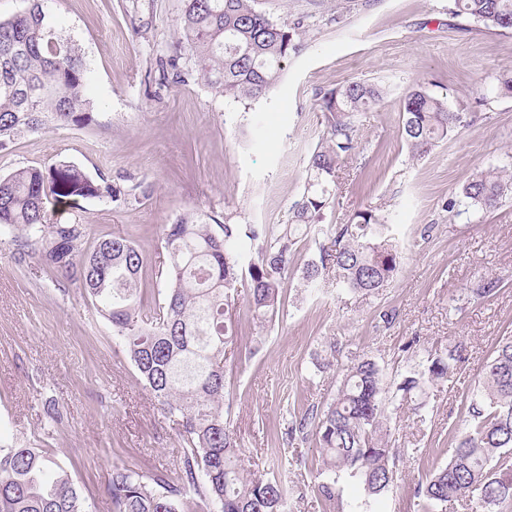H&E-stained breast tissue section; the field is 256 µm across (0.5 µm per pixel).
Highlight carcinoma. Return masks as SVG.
I'll return each mask as SVG.
<instances>
[{
	"label": "carcinoma",
	"mask_w": 512,
	"mask_h": 512,
	"mask_svg": "<svg viewBox=\"0 0 512 512\" xmlns=\"http://www.w3.org/2000/svg\"><path fill=\"white\" fill-rule=\"evenodd\" d=\"M254 0H184L182 46L198 80L232 99L257 100L279 81L283 63L298 50V27L279 24L253 6ZM455 15L488 29H512V0H454ZM44 0L0 20V148L49 123L92 120L89 71L68 38L45 22ZM163 79L184 81L178 59L160 64ZM383 89L361 81L326 93V129L315 146L298 200L282 232L270 237L263 224H204L183 217L166 224L163 241L170 259L164 303L144 313L137 299L141 252L124 236H103L88 250L82 224H50L49 197H67L66 186L94 197L113 194L65 162L45 174L22 168L0 177V231L17 233L19 246L40 245L45 266L79 280L112 323L145 386L160 409L180 417L183 448L178 484L159 475L115 465L108 482L113 512H181L187 490L219 506L218 512H290L288 493L275 480L241 473V444L224 416L226 316L235 308L238 283L247 280L249 309L261 322L279 311L297 235L329 241L309 261L302 279L318 286L327 267L339 270V286L376 293L400 262L393 225L366 205L343 224L322 223L336 169L355 150L356 117L379 106ZM401 136L411 156L429 155L463 123L462 113L418 86L400 104ZM512 195V174L480 170L463 184L466 210L487 213ZM465 348L429 351L396 385L401 399L453 377ZM385 381L379 364L364 358L348 368L336 397L324 409L307 408L288 426L287 441L314 437L321 474H346L384 512L383 499L395 481L384 432ZM467 430L448 464L415 489L423 512H443L464 500L471 512H506L512 507V336L499 340L480 389L467 408ZM0 512H83L67 471L37 448H0Z\"/></svg>",
	"instance_id": "cac0c4a2"
}]
</instances>
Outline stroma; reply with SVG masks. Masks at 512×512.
Segmentation results:
<instances>
[{
	"mask_svg": "<svg viewBox=\"0 0 512 512\" xmlns=\"http://www.w3.org/2000/svg\"><path fill=\"white\" fill-rule=\"evenodd\" d=\"M254 6L299 24L300 47L266 97L234 101L191 77L159 85V60L177 57L182 0H48V25L74 41L92 73L93 120L21 134L0 148V175L66 161L117 187L108 198L51 200L48 220L85 225L86 249L106 235L131 241L145 257L139 290L152 308L166 294L163 225L229 214L277 233L325 130L323 95L353 81L380 85L385 104L360 115L324 221L376 207L396 226L400 263L375 296L337 288L333 267L312 289L301 270L319 244L299 237L276 321L253 322L247 289H238L224 408L251 473L290 488L294 512H357L364 495L353 484L338 482L331 501L314 493L316 443L284 444L291 414L326 406L351 362L374 359L398 382L425 350L462 343L457 375L428 389L423 408L386 410L397 479L385 509L420 512L417 483L447 464L496 344L512 336V199L489 213L457 201L474 172L512 170V95L496 90L512 73V32L452 15L453 0ZM418 85L479 116L419 160L399 128V101ZM490 279L495 293L470 296ZM183 446L180 425L155 404L80 283L48 271L37 247L19 250L13 234H0V448L48 451L70 472L84 512H112L113 466L174 484Z\"/></svg>",
	"mask_w": 512,
	"mask_h": 512,
	"instance_id": "1",
	"label": "stroma"
}]
</instances>
